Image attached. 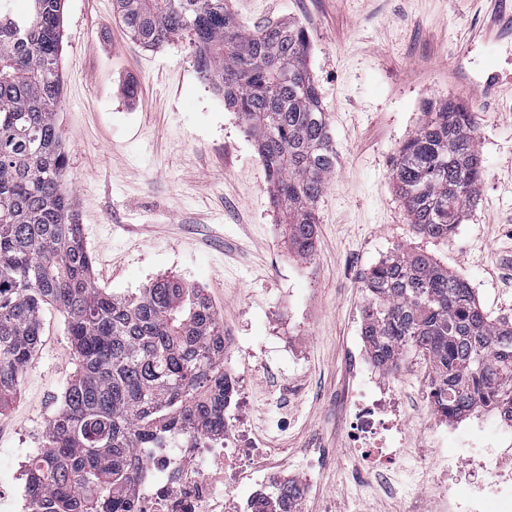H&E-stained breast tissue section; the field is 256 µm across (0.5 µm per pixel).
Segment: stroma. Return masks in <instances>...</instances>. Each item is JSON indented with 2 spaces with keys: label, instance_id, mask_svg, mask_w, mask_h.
Masks as SVG:
<instances>
[{
  "label": "stroma",
  "instance_id": "35a3bbf8",
  "mask_svg": "<svg viewBox=\"0 0 512 512\" xmlns=\"http://www.w3.org/2000/svg\"><path fill=\"white\" fill-rule=\"evenodd\" d=\"M227 5L247 29L291 21L309 34L336 151L316 205V250L302 258L289 246L252 140L185 43L146 50L112 0H65L57 123L94 280L119 297L161 276L204 290L239 339L225 364L255 377L250 423L269 446L259 464L307 482L300 512H429L433 482L396 496L359 480L350 406L361 386L351 363L360 281L395 248H412L468 280L493 318L512 320V0ZM448 96L474 114L484 178L476 206L439 240L409 224L390 171L426 103ZM284 341L292 360L281 357ZM403 361L405 371L378 373L408 401L394 447L512 448V429L492 418L472 432L435 431L422 398L428 360L411 350ZM74 370L64 319L46 308L38 352L0 410V507L25 512L26 452L40 447Z\"/></svg>",
  "mask_w": 512,
  "mask_h": 512
}]
</instances>
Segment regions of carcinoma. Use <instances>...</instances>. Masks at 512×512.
Segmentation results:
<instances>
[{
    "label": "carcinoma",
    "instance_id": "1",
    "mask_svg": "<svg viewBox=\"0 0 512 512\" xmlns=\"http://www.w3.org/2000/svg\"><path fill=\"white\" fill-rule=\"evenodd\" d=\"M0 0V406L36 354L44 310L64 317L77 366L27 458L29 512H128L141 448L183 433L224 432V323L202 289L174 277L116 297L96 285L55 121L64 0ZM142 47L192 48L198 72L241 117L298 256L315 250V204L336 156L308 71L303 27L249 31L225 0H113ZM399 148L392 181L408 220L451 236L477 203L482 157L473 114L448 98ZM361 335L373 362L430 356L437 410L458 419L509 407L512 322L493 320L469 283L399 247L362 278Z\"/></svg>",
    "mask_w": 512,
    "mask_h": 512
}]
</instances>
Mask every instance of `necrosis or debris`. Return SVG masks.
<instances>
[{
	"label": "necrosis or debris",
	"mask_w": 512,
	"mask_h": 512,
	"mask_svg": "<svg viewBox=\"0 0 512 512\" xmlns=\"http://www.w3.org/2000/svg\"><path fill=\"white\" fill-rule=\"evenodd\" d=\"M406 412L402 396L383 383L361 392L352 413V440L368 464L382 477L396 458L389 446L402 430ZM257 452L247 422L225 424L223 434H184L167 448H144L141 466L127 496L130 512H277L286 470L264 469L244 484L245 464ZM441 487L434 512H512V467L489 465L487 456L460 465L444 455L437 467ZM468 473L469 491L458 496L460 473Z\"/></svg>",
	"instance_id": "1"
}]
</instances>
